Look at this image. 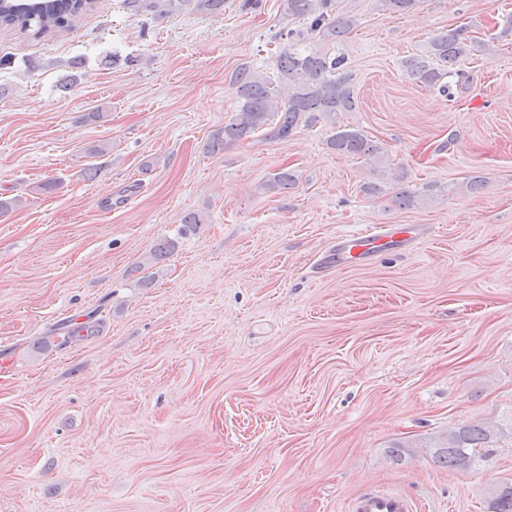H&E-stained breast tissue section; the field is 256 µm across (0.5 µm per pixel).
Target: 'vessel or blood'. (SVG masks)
Masks as SVG:
<instances>
[{
    "mask_svg": "<svg viewBox=\"0 0 512 512\" xmlns=\"http://www.w3.org/2000/svg\"><path fill=\"white\" fill-rule=\"evenodd\" d=\"M424 231L420 224H398L379 230L366 227L337 237L332 258L339 264L365 262ZM349 509L350 512H414V504L394 491L367 490L350 499Z\"/></svg>",
    "mask_w": 512,
    "mask_h": 512,
    "instance_id": "obj_1",
    "label": "vessel or blood"
}]
</instances>
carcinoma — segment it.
Masks as SVG:
<instances>
[{"mask_svg": "<svg viewBox=\"0 0 512 512\" xmlns=\"http://www.w3.org/2000/svg\"><path fill=\"white\" fill-rule=\"evenodd\" d=\"M99 0H0V28L42 36L57 32L72 24L81 15L96 7ZM127 7L138 14L150 12L163 17L174 11L183 0H125ZM380 10L403 13L416 0H377ZM283 11L294 18L308 20L306 30L290 29L276 39L283 42L277 55L276 76L245 65L232 75L237 105L234 115L216 130L205 144V150L217 153L224 146L249 137L263 129L271 140L288 138L299 123L314 125L319 121L336 124L340 112L357 108L353 75L347 68L346 54L313 50L307 46L309 37L336 40L350 33L357 24L351 15H333L332 0H283ZM472 41L467 28L451 29L434 38L428 49L405 58L402 67L415 81L438 90L448 101L456 99L467 82L459 62L469 53ZM336 153L349 157L377 158L380 148L356 129L339 128L327 142ZM295 184L292 171L281 168L272 174L263 187L266 191L288 189ZM447 192L438 185L422 191L402 190L391 197L400 209H412L424 200ZM100 320L88 315V321L68 324L63 322L56 330L63 332L64 342L80 340L98 331ZM500 431L484 425L450 429L432 442L435 462L458 471L471 468L478 449L491 443ZM489 512H512V484L500 486L489 502Z\"/></svg>", "mask_w": 512, "mask_h": 512, "instance_id": "1", "label": "carcinoma"}]
</instances>
